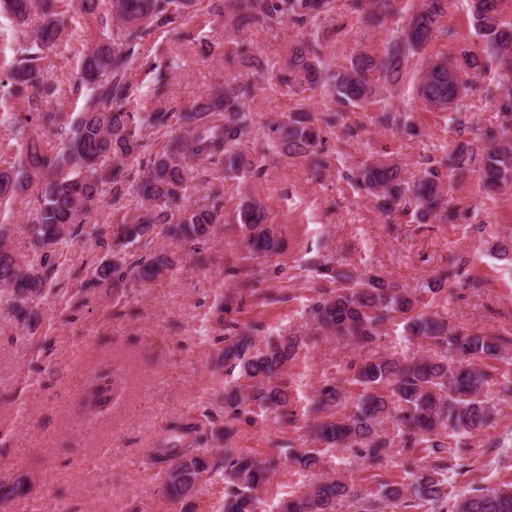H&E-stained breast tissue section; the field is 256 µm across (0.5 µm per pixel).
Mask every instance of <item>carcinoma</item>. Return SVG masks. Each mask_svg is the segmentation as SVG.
Here are the masks:
<instances>
[{"instance_id": "1", "label": "carcinoma", "mask_w": 512, "mask_h": 512, "mask_svg": "<svg viewBox=\"0 0 512 512\" xmlns=\"http://www.w3.org/2000/svg\"><path fill=\"white\" fill-rule=\"evenodd\" d=\"M60 0H0V12L14 18L22 35L9 67L0 75V87L27 104L21 119L0 112V125L10 128L18 155L12 166L0 169V289L8 295L23 321L38 316V306L52 291L51 271L58 246L84 235L97 239L107 235L112 246L139 250L131 261L111 255L93 268L92 279L102 286L125 287L126 282L146 283L173 268L164 253L148 250L154 238L163 235L193 248L206 241L215 226L224 223L221 195L213 190L190 203L182 192L199 178L202 165L224 161L227 173H261L257 162L247 158L241 144L256 132L249 100L257 79L225 83L202 93L192 106L160 107L141 112L134 105L135 90L129 72L161 67L141 56L145 38L159 29L175 30L205 8L224 13L236 26L279 28L285 24L300 30L328 20L335 0H79L80 15L99 19L102 30L97 42L79 61L80 82L90 86L82 112L67 118L48 109L60 92L44 61L54 53L73 15L61 9ZM472 24L485 39L481 54L459 56L426 64L417 81V92L427 105L461 107L466 96L463 72L496 70L497 85L512 93V21L500 17L498 0H465ZM353 12L367 21L380 22L398 12V0H350ZM448 13V0H420L404 28L389 34L390 49L381 56L360 52L349 64L331 72L321 52L311 42L298 40L290 46L286 60L278 66L259 58L251 68L258 79L280 93L297 97L319 86L328 87L344 107H359L377 97V85L397 83L405 75L408 61L423 53L438 24ZM500 129L488 135L479 156L466 143L448 153V171L459 176L479 164L480 176L489 188L512 184V103ZM174 127L165 150L148 160L143 130ZM53 133L62 147L49 152L42 137ZM268 139L278 153L306 157L323 167L318 129L310 125L308 113L294 112L289 120L269 129ZM141 165L138 195L148 203L142 212L121 224L88 227L86 220L107 194L116 200L126 194L128 170ZM443 173L435 166L407 180L402 166L391 159L371 158L353 172L354 180L376 198L381 211L392 214L412 211L415 220L430 223L447 210ZM38 191V206L30 212L27 231L32 254L18 262L7 248L10 237L11 204L19 196ZM246 233L247 254H275L280 241L269 224L266 209L255 199L244 200L237 215ZM320 276L338 284L311 302L310 312L320 330L372 344L385 336L386 325L403 324L409 343L427 344L434 353L426 357L386 355L361 366L349 365L343 379L328 376L310 402L315 415L314 448L289 453L288 463L300 472L320 467L323 456L335 448H349L360 458L378 463L387 456L395 438L404 449L420 448L428 463L424 473L408 488L393 487L385 497L401 506L407 497L425 501L435 509L448 503L445 472L450 461L464 451L463 439L471 438L494 422L495 407L485 392L493 382L496 363L507 361L512 339L482 330L464 328L434 309L436 296L448 283L443 275L431 276L417 288H406L379 275L354 277L341 267L324 263ZM224 326L217 360L230 371L238 370L243 384L224 391L227 422L224 429L212 427L211 437L221 442L233 435L232 421L256 410L280 418L288 416L290 396L286 374L300 341L279 336L259 347L248 332L234 322ZM119 392L115 378L101 379L85 398L88 415L107 412ZM392 422L397 436L384 434ZM179 435L166 447L153 449L162 465L161 497L176 503L191 496L205 477L224 471L227 492L224 512H260V488L280 464L273 456L262 462L250 456L203 454L181 439L199 431L188 422L177 427ZM31 483L23 475L0 480V509L31 494ZM354 499L352 486L340 477H326L277 505L278 512H338L341 501ZM453 512H512V484L480 486L453 503Z\"/></svg>"}]
</instances>
